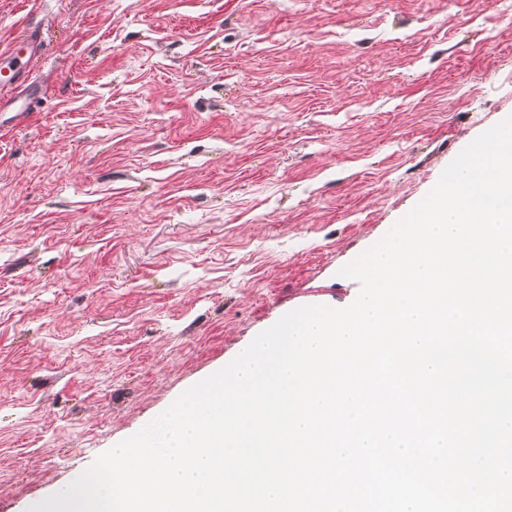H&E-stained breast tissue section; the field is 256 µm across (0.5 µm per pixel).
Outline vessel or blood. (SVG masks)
<instances>
[{
  "instance_id": "vessel-or-blood-1",
  "label": "vessel or blood",
  "mask_w": 512,
  "mask_h": 512,
  "mask_svg": "<svg viewBox=\"0 0 512 512\" xmlns=\"http://www.w3.org/2000/svg\"><path fill=\"white\" fill-rule=\"evenodd\" d=\"M39 48V39L35 34L23 33L16 37L5 50L0 51V76L5 77L16 95L0 98V126L15 127L26 122L32 113V105L41 95L42 88L31 81L27 67L20 61L34 56Z\"/></svg>"
}]
</instances>
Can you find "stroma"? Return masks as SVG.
Returning a JSON list of instances; mask_svg holds the SVG:
<instances>
[{"mask_svg":"<svg viewBox=\"0 0 512 512\" xmlns=\"http://www.w3.org/2000/svg\"><path fill=\"white\" fill-rule=\"evenodd\" d=\"M0 512L304 306L512 115V0H0ZM39 48V39L33 33L25 32L16 37L9 47L0 52V75L5 77L14 89L19 92L7 99L0 98V126L5 128L16 127L26 122L33 112L32 105L42 94V88L35 81L29 78V69L26 66L2 67L5 61H12L27 58V61L34 56ZM3 114L6 115L1 121Z\"/></svg>","mask_w":512,"mask_h":512,"instance_id":"35a3bbf8","label":"stroma"}]
</instances>
